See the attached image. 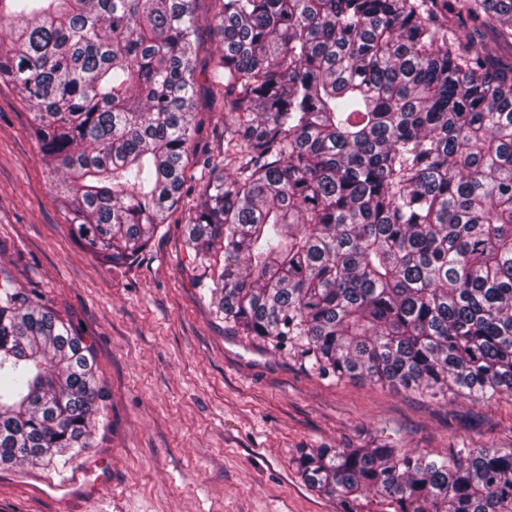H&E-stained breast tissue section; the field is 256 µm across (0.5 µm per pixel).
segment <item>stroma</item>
<instances>
[{"label":"stroma","instance_id":"stroma-1","mask_svg":"<svg viewBox=\"0 0 512 512\" xmlns=\"http://www.w3.org/2000/svg\"><path fill=\"white\" fill-rule=\"evenodd\" d=\"M196 12L192 166L224 155L208 81L221 36L208 0ZM56 180L19 90L0 81V269L83 337L104 390L93 448L58 471L0 470V512H336L298 473L299 449L381 434L434 457L460 440L512 446V397L339 382L225 326L183 245L184 211L135 261L104 262L73 239Z\"/></svg>","mask_w":512,"mask_h":512}]
</instances>
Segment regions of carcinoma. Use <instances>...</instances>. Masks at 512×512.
<instances>
[{
  "instance_id": "carcinoma-1",
  "label": "carcinoma",
  "mask_w": 512,
  "mask_h": 512,
  "mask_svg": "<svg viewBox=\"0 0 512 512\" xmlns=\"http://www.w3.org/2000/svg\"><path fill=\"white\" fill-rule=\"evenodd\" d=\"M197 0H0L73 237L184 243L224 324L338 381L512 396V0H211L224 159L187 175ZM82 336L0 277V466L93 447ZM336 512H512V448H311Z\"/></svg>"
}]
</instances>
